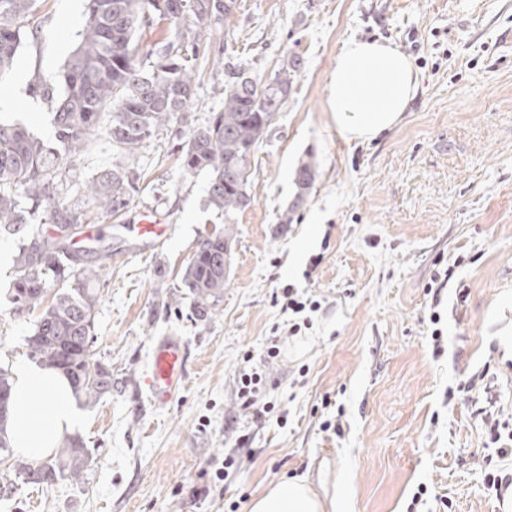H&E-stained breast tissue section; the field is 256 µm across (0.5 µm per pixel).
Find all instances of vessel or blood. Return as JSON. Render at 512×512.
I'll return each instance as SVG.
<instances>
[{
  "instance_id": "vessel-or-blood-1",
  "label": "vessel or blood",
  "mask_w": 512,
  "mask_h": 512,
  "mask_svg": "<svg viewBox=\"0 0 512 512\" xmlns=\"http://www.w3.org/2000/svg\"><path fill=\"white\" fill-rule=\"evenodd\" d=\"M128 232L137 238L156 241L168 238L171 227L156 215L146 214L139 224L130 226ZM186 363V344L181 337L165 336L154 345L151 366L143 384L155 405H167L182 391L186 381Z\"/></svg>"
}]
</instances>
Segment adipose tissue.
Masks as SVG:
<instances>
[{
  "label": "adipose tissue",
  "mask_w": 512,
  "mask_h": 512,
  "mask_svg": "<svg viewBox=\"0 0 512 512\" xmlns=\"http://www.w3.org/2000/svg\"><path fill=\"white\" fill-rule=\"evenodd\" d=\"M418 77L404 53L380 40H348L324 88L325 106L337 133L349 141L369 142L396 126L415 96ZM80 421L73 387L56 369L22 365L16 370L5 424L17 455L36 459L57 447ZM305 478L270 482L253 498L249 512H342L327 484Z\"/></svg>",
  "instance_id": "1"
}]
</instances>
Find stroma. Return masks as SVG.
Returning a JSON list of instances; mask_svg holds the SVG:
<instances>
[{
	"mask_svg": "<svg viewBox=\"0 0 512 512\" xmlns=\"http://www.w3.org/2000/svg\"><path fill=\"white\" fill-rule=\"evenodd\" d=\"M236 5L211 56L192 62L195 95L180 128L154 133L131 159L140 183L125 211L102 215L83 193L113 162L104 131L55 179L79 226L108 228L93 244L109 257L92 350L119 388L84 407L75 430L93 458L87 477L0 491V512H249L269 482L316 476L325 462L343 512H503L488 476L512 474L494 443L512 435V0ZM86 20L87 0H36L0 89L37 71L60 74ZM351 38L394 44L418 76L400 123L367 143L340 137L325 110V85ZM292 54L300 68L251 160L253 202L223 215L207 205L208 176L183 174L180 133L222 110L232 72L266 80ZM0 120L54 139L47 104L29 91L15 93ZM304 164L314 180L299 204ZM145 212L171 224L168 239L113 232ZM227 223L235 238L224 298L200 320L183 270L201 236ZM18 243L0 233L8 369L28 363L36 320L14 311ZM442 275L447 285L429 292ZM288 283L321 307L268 359L267 337L288 326L275 298ZM164 336L186 343L187 376L159 409L142 379ZM248 352L275 404L260 419L238 398ZM234 451L236 475L213 485V463Z\"/></svg>",
	"mask_w": 512,
	"mask_h": 512,
	"instance_id": "35a3bbf8",
	"label": "stroma"
}]
</instances>
